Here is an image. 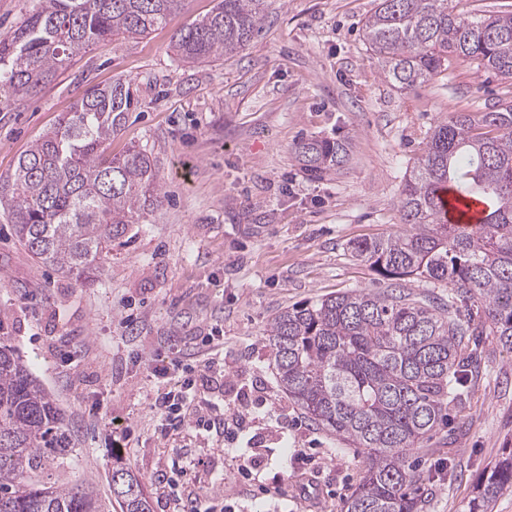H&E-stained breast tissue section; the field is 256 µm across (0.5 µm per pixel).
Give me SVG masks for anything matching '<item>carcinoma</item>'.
<instances>
[{
  "instance_id": "cac0c4a2",
  "label": "carcinoma",
  "mask_w": 512,
  "mask_h": 512,
  "mask_svg": "<svg viewBox=\"0 0 512 512\" xmlns=\"http://www.w3.org/2000/svg\"><path fill=\"white\" fill-rule=\"evenodd\" d=\"M187 0H38L0 33V97L25 98L91 43L137 38L182 12ZM268 0H217L178 28L173 53L201 64L234 55L262 23ZM451 0H378L362 26L384 80L414 90L446 70L448 57L512 78V12L466 17ZM138 104L118 78L87 90L0 178V206L30 256L81 284L101 272L112 242L161 202L146 150L108 147ZM302 168L319 177L347 160L344 140L302 139ZM453 184L492 196L478 224L442 221L437 195ZM405 228L349 244L387 286L341 291L277 312L266 336L277 381L317 428L361 449L367 463L341 512H420L411 456L468 398L481 369V337L512 352V103L455 112L434 126L400 191ZM448 285V298L416 297L402 279ZM73 437L55 399L0 336V512H101L95 488L43 482L64 464ZM512 491V451L475 484L468 512ZM122 512H151L145 480L112 468Z\"/></svg>"
}]
</instances>
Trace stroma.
Wrapping results in <instances>:
<instances>
[{
    "instance_id": "obj_1",
    "label": "stroma",
    "mask_w": 512,
    "mask_h": 512,
    "mask_svg": "<svg viewBox=\"0 0 512 512\" xmlns=\"http://www.w3.org/2000/svg\"><path fill=\"white\" fill-rule=\"evenodd\" d=\"M376 4L269 0L243 51L188 65L172 33L215 5L189 0L166 26L94 43L36 95L0 108L4 177L85 90L119 77L137 88L109 151L143 146L162 202L113 242L100 277L78 285L36 262L0 212V334L66 415L75 446L59 479L94 486L105 512H121L117 455L145 477L152 512L182 498L198 512H340L355 485L360 449L288 400L265 329L296 303L377 288L348 246L400 228L397 199L430 129L512 103L511 79L453 57L424 87L397 92L361 36ZM305 138L346 140V164L311 178L294 151ZM484 348L473 394L416 465L424 512H468L473 483L512 450V355L490 336ZM214 352L224 370L197 380L189 404L206 427L161 437L154 403L174 382L149 363L178 356L199 368Z\"/></svg>"
}]
</instances>
